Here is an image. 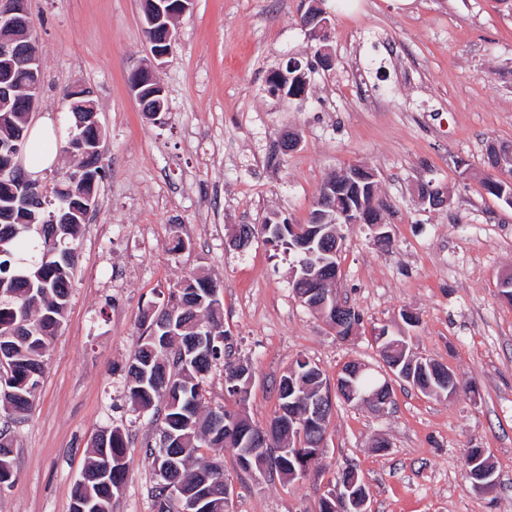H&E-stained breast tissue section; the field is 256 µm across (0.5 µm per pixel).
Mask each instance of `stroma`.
Listing matches in <instances>:
<instances>
[{"mask_svg": "<svg viewBox=\"0 0 512 512\" xmlns=\"http://www.w3.org/2000/svg\"><path fill=\"white\" fill-rule=\"evenodd\" d=\"M312 0H194L155 77L160 118L141 112L130 71L150 62L140 0H27L42 86L30 121L50 120L66 143L65 89L93 92L106 133L98 205L84 226L63 326L44 357L35 409L12 428L14 481L0 512H69L97 433L120 427L126 481L112 512H154L151 416L124 396L139 320L185 276L221 285L224 330L253 378L245 412L265 426L278 382L296 359L327 388L350 361L382 369L371 333L410 338L417 356L447 365L462 386L428 396L393 383L378 412L336 401L313 475L252 476L225 449L229 512H318L341 469L354 465L372 512H512V208L486 194L488 142L512 147V0H321L331 68L302 23ZM297 57L311 63L304 102L271 95L268 78ZM298 147L278 150L283 132ZM354 166L376 175L386 240L344 229L337 296L361 316L343 340L295 296L292 254L238 226L307 222L323 184ZM444 187L431 208L419 184ZM182 237L186 250L172 252ZM419 318L403 323V311ZM491 454L498 485L472 490L468 449Z\"/></svg>", "mask_w": 512, "mask_h": 512, "instance_id": "obj_1", "label": "stroma"}]
</instances>
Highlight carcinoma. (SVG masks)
<instances>
[{
	"mask_svg": "<svg viewBox=\"0 0 512 512\" xmlns=\"http://www.w3.org/2000/svg\"><path fill=\"white\" fill-rule=\"evenodd\" d=\"M30 80L18 67H0V84L17 88L10 101H0V145L27 147L28 112L23 87ZM269 90L296 96L304 90L297 72L284 68L269 79ZM84 90L78 86L64 91L68 112L81 115ZM101 153L96 146L77 159L84 169L77 183L64 179L51 191L40 190L38 207H27L29 187L34 179L20 170L14 175H0V213L14 217L7 224L0 221V356L11 364V382H0V402L9 403L13 413L10 422L29 416L43 373V358L62 327L68 303L71 279L76 261V241L85 219L80 195H97L103 178ZM482 187L503 204H512V182L486 176ZM272 243L292 251L295 239L287 223ZM210 280L189 275L179 288L171 292L165 312L168 327L161 328L155 318L142 315L144 331L138 340L127 368L124 395L133 410L153 411L158 440L147 444L153 459L157 480L152 487L155 512H175L165 495V472L178 465L186 489L201 482L214 488L206 512H228L224 502L225 474L223 465L204 457L207 448L217 456L225 448L236 450L241 457L247 447L251 426L248 419H235L229 431L215 424V417L230 414L225 406L211 408L206 404L204 380L211 368L224 365L228 381L245 387L252 377L251 368L233 359L232 343L224 332L222 308L208 296ZM316 365L297 359L280 381L286 383L287 396L280 402L294 403L304 388L315 382ZM128 448L126 434L119 428L109 429L108 443L96 441L89 465L102 458L125 460ZM312 448L288 447L282 451L269 449L263 463L268 469L287 479L302 471L310 461ZM125 469L107 476H92L75 483L71 503L112 508L117 485L124 484Z\"/></svg>",
	"mask_w": 512,
	"mask_h": 512,
	"instance_id": "obj_1",
	"label": "carcinoma"
}]
</instances>
